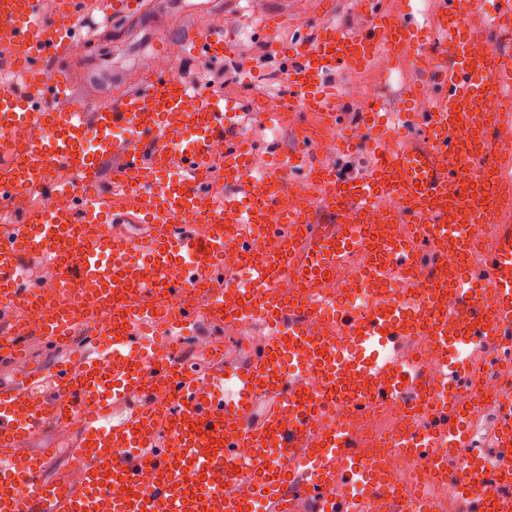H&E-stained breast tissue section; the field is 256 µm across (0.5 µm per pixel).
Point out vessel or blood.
Wrapping results in <instances>:
<instances>
[{
  "mask_svg": "<svg viewBox=\"0 0 512 512\" xmlns=\"http://www.w3.org/2000/svg\"><path fill=\"white\" fill-rule=\"evenodd\" d=\"M436 4L428 30L379 0H353L365 22L350 31L328 21L335 0H324L314 38L275 47L291 103L329 129L370 133L374 162L359 174L304 152L271 153L254 170L253 145L237 134L243 106L171 73L84 111L60 66L85 0H56L47 13L38 0H0V56L23 63L20 80L0 78V200L37 187L64 199L21 213L0 242V367L11 374L0 379V512H432L423 489L393 487L356 452L349 426L334 420L316 435L311 422L341 403L357 420L389 394L419 390L421 368L397 353L404 336L421 332L444 358L497 349L512 334V114L497 107L512 93V62L498 63L488 40L512 25V0L492 12L484 0ZM178 47L213 61L231 53L207 29ZM383 58L428 67L433 106L341 108L331 76ZM63 168L72 179H57ZM297 181L313 188L300 205ZM197 220L212 224L207 236L188 231ZM388 224L414 234L392 239ZM485 224L496 239L482 289L446 252L470 251L463 229ZM228 251L247 279L225 273ZM357 255L369 258L359 271L368 300L344 307L335 330L308 327L307 306L324 301L320 273ZM48 271L60 297L45 288ZM282 276L300 284L299 300L277 291ZM413 284L424 298L415 313L402 303ZM256 319L268 333L239 364L217 354L202 371L151 346L161 329L182 339L200 322L232 332ZM32 341L59 359L29 362ZM474 384L454 365L432 382L443 392ZM449 406L414 402L391 447H469L484 404L474 395ZM496 406L494 469L511 480L512 388ZM65 424L74 436L59 469L54 449L30 442ZM242 448L253 456L239 458ZM486 475L469 467L448 487L464 512H512L511 496L474 498ZM340 482L356 496L337 493Z\"/></svg>",
  "mask_w": 512,
  "mask_h": 512,
  "instance_id": "vessel-or-blood-1",
  "label": "vessel or blood"
}]
</instances>
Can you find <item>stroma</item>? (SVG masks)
<instances>
[{"label":"stroma","mask_w":512,"mask_h":512,"mask_svg":"<svg viewBox=\"0 0 512 512\" xmlns=\"http://www.w3.org/2000/svg\"><path fill=\"white\" fill-rule=\"evenodd\" d=\"M181 14L167 11L165 0H145L142 14L124 18L103 27L101 15L105 0H88L86 22L78 34L77 56L71 63L74 78L71 98L87 106L98 101L121 97L135 90L154 71L167 70L183 79L203 82L211 92L245 104H253L256 93H263L273 103L282 105L279 121L263 124L246 121L242 134L257 146L256 167H263L268 149L285 152L299 148L297 125L301 112L286 108L288 99L283 65L272 52L273 44L288 41L297 30L288 24L274 30H261L269 15L282 13L300 18L314 6V0H180ZM219 28L237 50L235 59L215 64L192 55L160 54L156 46L176 41L193 29ZM337 88H350L355 95L344 101L348 111H356L359 91L375 94L386 110L401 107L408 91L422 87L416 101L419 108L432 103L433 91L425 87V74L409 60H380L369 70L338 73Z\"/></svg>","instance_id":"stroma-1"}]
</instances>
